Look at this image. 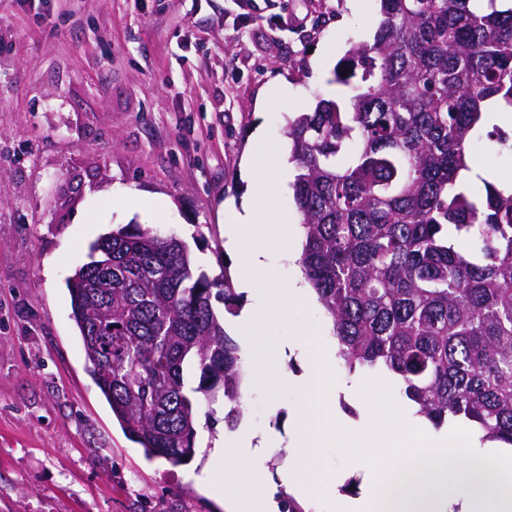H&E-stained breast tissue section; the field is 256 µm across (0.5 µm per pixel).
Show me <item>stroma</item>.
Masks as SVG:
<instances>
[{
	"instance_id": "35a3bbf8",
	"label": "stroma",
	"mask_w": 512,
	"mask_h": 512,
	"mask_svg": "<svg viewBox=\"0 0 512 512\" xmlns=\"http://www.w3.org/2000/svg\"><path fill=\"white\" fill-rule=\"evenodd\" d=\"M376 0H0V512H229L211 477L223 422L193 461L147 458L93 383L66 280L125 224L182 236L197 264L236 270L231 209L260 167L294 176L287 118L327 97ZM335 345L318 303L288 307ZM246 385V429L287 433Z\"/></svg>"
}]
</instances>
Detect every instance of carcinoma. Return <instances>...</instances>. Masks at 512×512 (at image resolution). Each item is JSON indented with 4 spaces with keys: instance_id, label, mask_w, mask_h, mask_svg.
I'll return each instance as SVG.
<instances>
[{
    "instance_id": "1",
    "label": "carcinoma",
    "mask_w": 512,
    "mask_h": 512,
    "mask_svg": "<svg viewBox=\"0 0 512 512\" xmlns=\"http://www.w3.org/2000/svg\"><path fill=\"white\" fill-rule=\"evenodd\" d=\"M379 2L373 41L334 71L347 98L288 120L298 264L349 371L385 370L434 426L512 447V188L461 178L484 136L512 153L486 112H512V0ZM67 287L91 378L147 458L190 461L204 403L237 427L245 358L213 306L240 304L227 267L125 225Z\"/></svg>"
}]
</instances>
